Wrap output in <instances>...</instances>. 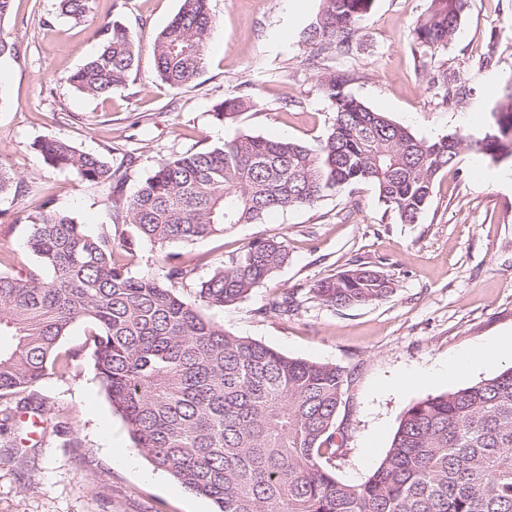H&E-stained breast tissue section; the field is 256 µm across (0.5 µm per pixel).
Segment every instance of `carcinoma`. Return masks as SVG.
<instances>
[{"label": "carcinoma", "mask_w": 512, "mask_h": 512, "mask_svg": "<svg viewBox=\"0 0 512 512\" xmlns=\"http://www.w3.org/2000/svg\"><path fill=\"white\" fill-rule=\"evenodd\" d=\"M93 0H60L75 21ZM303 32L307 69L333 121L309 147L284 138L242 134L218 146L160 162L131 196L124 194L133 156L113 167L102 155L63 138L34 142L44 164L73 169L90 183L112 184V221L132 226L120 242L107 224L95 236L67 213L47 208L27 216V245L40 266L0 270V398L32 387L52 371L91 356L107 398L133 442L158 468L214 512H512V367L450 393L429 397L404 413L389 450L359 485L337 479L333 461L346 435L336 426L348 376L333 364L288 357L207 319L202 309L246 299L288 258L275 239H260L227 256L205 279L179 253L163 256L165 281L133 276L116 257L138 241L164 245L224 236L236 224H257L273 212L372 186L385 210L414 224L426 209L435 178L458 164L464 134L416 136L347 92L355 69L337 64L374 0H323ZM466 0H430L415 28L421 53L448 45ZM216 31L209 0H181L153 43L157 77L169 88L190 87L203 70ZM100 51L65 77L76 91L98 97L126 85L140 45L118 22L104 25ZM455 77L429 73L439 104L460 102ZM244 96L222 100L214 117L233 121ZM495 127L476 141L493 162L512 156V86L495 109ZM27 192L18 173L0 165V203ZM48 270L46 278L42 270ZM192 288V295L180 293ZM328 307L367 305L393 293L383 273L360 267L309 289ZM295 293L271 302L295 311ZM77 323L87 340L60 353Z\"/></svg>", "instance_id": "1"}]
</instances>
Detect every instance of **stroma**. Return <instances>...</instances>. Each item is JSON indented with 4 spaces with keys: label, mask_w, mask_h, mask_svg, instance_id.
Returning <instances> with one entry per match:
<instances>
[{
    "label": "stroma",
    "mask_w": 512,
    "mask_h": 512,
    "mask_svg": "<svg viewBox=\"0 0 512 512\" xmlns=\"http://www.w3.org/2000/svg\"><path fill=\"white\" fill-rule=\"evenodd\" d=\"M430 0H375L354 41L349 66L359 77L349 92L371 109L437 139L455 132L476 140L494 125L493 111L512 85V0H468L448 45L418 64L414 29ZM180 0H94L82 22L61 14L59 0H13L0 29L15 40V55L0 59V162L11 165L30 191L12 206L19 222L0 224V256L16 269L38 265L27 248L25 218L42 203L75 215L95 234L111 221L112 186L86 182L78 172L45 165L35 140L58 137L85 153L122 146L136 155L124 191L133 194L164 158L246 133L315 145L332 121L317 75L303 65V30L323 0H210L218 30L205 65L187 89L157 78L155 37ZM122 23L140 44L126 86L105 97L83 95L64 81L98 47V30ZM445 66L464 97L439 105L423 67ZM243 95L252 106L236 121L213 117L216 103ZM512 157L494 163L463 151L457 171L438 176L418 223L401 224L368 185L353 196H329L310 208L277 213L260 224H239L224 237L173 243L140 241L123 256L132 275L163 276L170 250L206 277L230 253L257 239L283 243L288 260L244 301L207 310L226 331L281 353L342 367L348 374L338 421L347 429L337 478L363 483L389 449L403 413L427 397L451 392L512 367L505 353L489 366L412 388L402 374L447 362L470 344L512 342ZM365 267L387 275L390 297L365 306L328 307L309 292L319 280ZM298 290L289 316L268 310L278 294ZM69 433L34 435L27 422L0 429V512H213L207 499L185 490L139 453L129 428L108 401L93 363L48 375L32 388ZM132 468L113 465L104 435ZM81 447H68L70 436Z\"/></svg>",
    "instance_id": "obj_1"
}]
</instances>
